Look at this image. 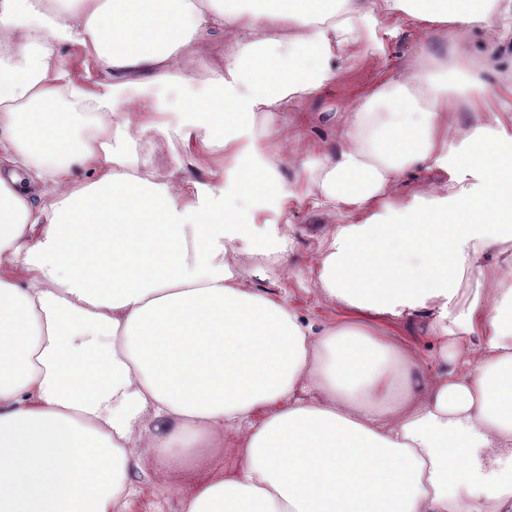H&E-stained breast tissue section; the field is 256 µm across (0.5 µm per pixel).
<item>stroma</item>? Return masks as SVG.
<instances>
[{
	"instance_id": "obj_1",
	"label": "stroma",
	"mask_w": 512,
	"mask_h": 512,
	"mask_svg": "<svg viewBox=\"0 0 512 512\" xmlns=\"http://www.w3.org/2000/svg\"><path fill=\"white\" fill-rule=\"evenodd\" d=\"M439 24L420 26L409 19H382L378 27L379 44L362 42L348 46L333 61L338 79L328 83L315 97L275 109L271 114L256 116L257 126L280 125L288 113L307 112L314 121L307 133L316 144L315 150L299 151L284 157L277 171L283 182H292L300 167L320 164L323 144L332 142L344 113L353 111L357 100L375 86L419 57L445 58L448 45L439 36ZM53 62L64 69L69 78L88 92H96L102 73L96 68L85 48L73 42L54 43ZM131 138L142 156L150 159L146 173L150 176L173 174L185 188H213L224 183V158L200 146L184 142L180 137H164L156 133L131 130ZM448 176L432 169H421L405 176L393 192L396 200L410 202L427 193L445 194ZM261 224L290 225L292 244L288 253V274L273 273L265 259H257L246 277L249 288L258 293L286 298L299 314L319 325L335 319L336 308L310 279L306 265L324 239L328 225L347 223V216H336L308 203H291L288 210H265L257 215ZM132 493L125 501L124 512H179L181 495L189 492L198 479L197 473L172 471L169 465L144 467L131 463L126 474Z\"/></svg>"
}]
</instances>
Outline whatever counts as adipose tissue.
<instances>
[{"label": "adipose tissue", "instance_id": "obj_1", "mask_svg": "<svg viewBox=\"0 0 512 512\" xmlns=\"http://www.w3.org/2000/svg\"><path fill=\"white\" fill-rule=\"evenodd\" d=\"M399 13L444 24L458 68L483 25L488 66L467 81L491 123L451 143L455 100L409 66L360 99L320 168L280 182L275 160L309 116L259 129L256 114L316 95L339 52ZM510 27L512 0H0V266L32 273L0 278V512H115L131 460L194 470L228 433L236 469L182 512H512V480L477 494L471 458L512 448V281L481 263L512 242V84L489 88ZM228 31L223 69L187 63L188 44ZM53 40L87 50L95 94L53 65ZM204 69L178 130L223 154L224 185L183 205L121 144L133 126L168 134L157 87ZM77 165L91 174L78 188ZM421 167L475 182L392 201ZM243 195L351 216L308 264L340 321L248 288L241 268L282 236L227 209ZM420 313L445 363L422 388L397 333Z\"/></svg>", "mask_w": 512, "mask_h": 512}]
</instances>
